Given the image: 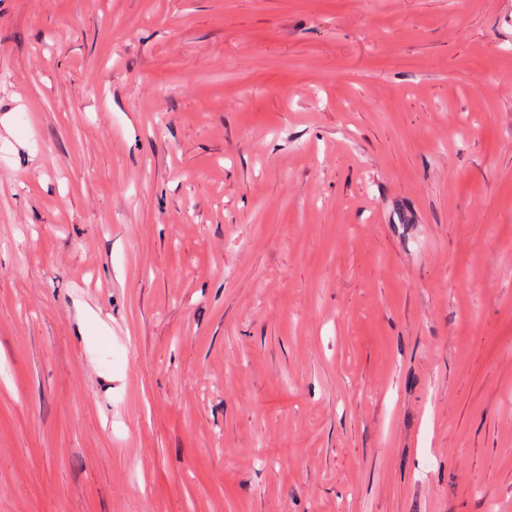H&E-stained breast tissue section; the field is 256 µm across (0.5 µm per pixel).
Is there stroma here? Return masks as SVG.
I'll return each mask as SVG.
<instances>
[{
	"label": "stroma",
	"mask_w": 512,
	"mask_h": 512,
	"mask_svg": "<svg viewBox=\"0 0 512 512\" xmlns=\"http://www.w3.org/2000/svg\"><path fill=\"white\" fill-rule=\"evenodd\" d=\"M0 512H512V0H0Z\"/></svg>",
	"instance_id": "35a3bbf8"
}]
</instances>
